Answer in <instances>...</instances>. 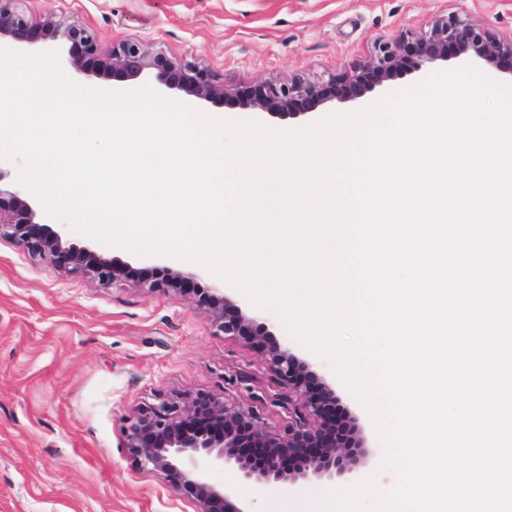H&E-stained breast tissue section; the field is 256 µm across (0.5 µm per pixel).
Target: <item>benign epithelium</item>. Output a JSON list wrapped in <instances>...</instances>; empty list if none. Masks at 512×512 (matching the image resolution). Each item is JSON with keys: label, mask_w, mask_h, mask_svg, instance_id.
<instances>
[{"label": "benign epithelium", "mask_w": 512, "mask_h": 512, "mask_svg": "<svg viewBox=\"0 0 512 512\" xmlns=\"http://www.w3.org/2000/svg\"><path fill=\"white\" fill-rule=\"evenodd\" d=\"M20 2L0 0V42L19 49L41 42L57 50L63 65L77 73L91 72L104 79L149 77L162 89L211 103L233 100L243 109L283 119L299 115L300 104L316 105L338 95L359 98L403 74L410 58L415 59L416 71H426L450 55L478 58L494 67L512 59V39L504 40L468 16L455 13L434 19L419 34H405L391 44L378 45L367 64L331 75L325 82L297 78L288 84L268 81L254 88H228L220 75L152 51L137 39L104 48L93 29L63 16L49 15L34 22ZM4 179L0 170V234L12 238L43 264L90 274L106 287L124 286L123 265L100 258L87 247L67 243L68 232L62 224L53 229L36 222L34 208ZM192 277L191 272L172 271L143 282L142 287L178 292L180 284ZM208 305L217 331L256 350L288 387V426L283 430L267 427L254 411L206 392L163 398L148 406L125 433V448L141 469L164 475L176 493L194 499L197 512H243L226 494L224 485L215 482L214 476L220 472H229L243 484H286L290 474L328 482L360 478L362 472L356 467L367 458L368 448L355 423H350L351 434L344 441L324 433L327 402H336V395L329 389L321 398L309 394L302 382L304 366L286 350L266 348L262 330L238 307L223 297L210 298ZM197 417L208 418L214 428L191 426ZM245 443L264 450L261 466L239 451ZM286 455L296 460L290 472L281 464Z\"/></svg>", "instance_id": "benign-epithelium-1"}]
</instances>
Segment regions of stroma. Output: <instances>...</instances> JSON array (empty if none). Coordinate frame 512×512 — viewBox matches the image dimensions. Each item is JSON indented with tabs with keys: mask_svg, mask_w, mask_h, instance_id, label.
<instances>
[{
	"mask_svg": "<svg viewBox=\"0 0 512 512\" xmlns=\"http://www.w3.org/2000/svg\"><path fill=\"white\" fill-rule=\"evenodd\" d=\"M32 19L64 15L95 30L102 46L134 37L151 50L223 75L235 88L265 80H315L362 64L374 48L429 21L465 10L501 37L512 35V0H24ZM398 76L353 100H333L282 120L173 93L200 112L298 128L331 113L367 108L421 84ZM70 241L126 264L123 288L38 263L0 236V512H196L164 475L140 469L123 430L160 397L208 392L256 411L264 425H288V391L261 356L225 337L196 290L150 291L158 266L187 262L139 257L70 232ZM224 293L266 329L265 341L307 362L308 382L327 385L341 415L356 417L379 472L383 445L367 410L330 363L304 348L271 311L232 286Z\"/></svg>",
	"mask_w": 512,
	"mask_h": 512,
	"instance_id": "obj_1",
	"label": "stroma"
}]
</instances>
